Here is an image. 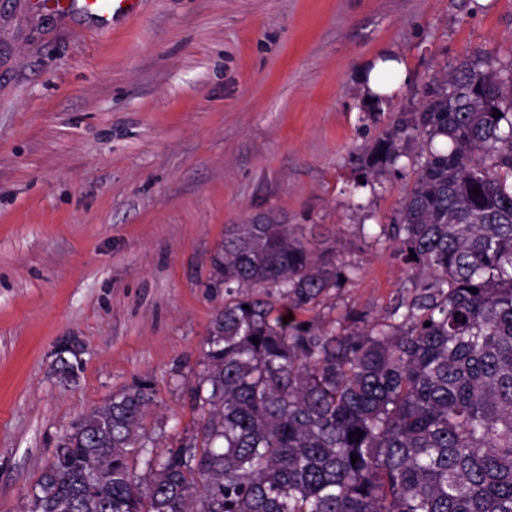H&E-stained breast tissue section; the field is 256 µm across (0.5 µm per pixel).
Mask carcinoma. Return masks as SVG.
Instances as JSON below:
<instances>
[{
  "label": "carcinoma",
  "mask_w": 512,
  "mask_h": 512,
  "mask_svg": "<svg viewBox=\"0 0 512 512\" xmlns=\"http://www.w3.org/2000/svg\"><path fill=\"white\" fill-rule=\"evenodd\" d=\"M362 167L412 175L369 235L415 270L410 293L372 322L284 323L357 268L279 214L228 225L197 426L160 450L150 385L112 394L60 437L28 512H512V55L433 77Z\"/></svg>",
  "instance_id": "cac0c4a2"
}]
</instances>
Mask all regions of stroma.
I'll list each match as a JSON object with an SVG mask.
<instances>
[{"instance_id": "1", "label": "stroma", "mask_w": 512, "mask_h": 512, "mask_svg": "<svg viewBox=\"0 0 512 512\" xmlns=\"http://www.w3.org/2000/svg\"><path fill=\"white\" fill-rule=\"evenodd\" d=\"M479 49L512 54V0H148L108 35L0 0V512H28L59 437L114 392L150 384L159 446L194 428L226 225L275 211L334 238L359 274L325 321L405 295L412 268L368 234L406 182L360 185L358 159ZM387 53L408 79L375 104Z\"/></svg>"}]
</instances>
